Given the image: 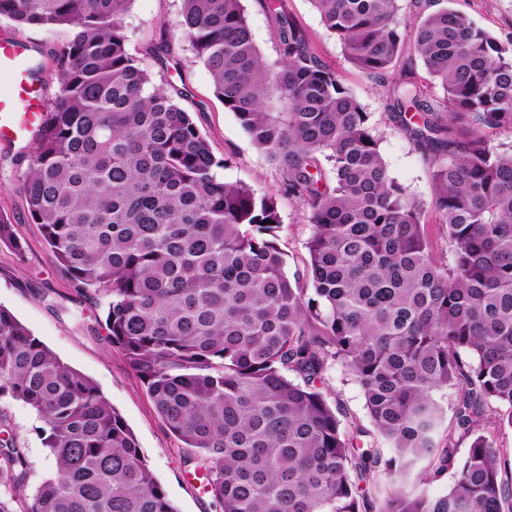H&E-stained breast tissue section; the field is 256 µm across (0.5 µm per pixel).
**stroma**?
Masks as SVG:
<instances>
[{"label":"stroma","instance_id":"1","mask_svg":"<svg viewBox=\"0 0 512 512\" xmlns=\"http://www.w3.org/2000/svg\"><path fill=\"white\" fill-rule=\"evenodd\" d=\"M254 39L267 59L277 56V21L264 0H242ZM453 9L501 41L512 40V0H452ZM283 10L305 32L311 50L333 68L356 96L381 136V152L390 177L409 196L424 203L422 222L435 256L450 262L451 253L439 213L431 206L432 184L427 159L385 116V91L349 63L338 40L324 26L310 0H282ZM181 0H133L123 18L126 48L141 60L156 84L168 87L175 101L189 112L207 138L216 157L226 159L220 176L257 192H277L281 172L252 144L233 113L216 98L211 75L186 42L176 21ZM0 32L34 41L40 51L42 83L53 97L59 49L70 39L62 26H16L0 19ZM29 147L0 145V213L6 214L26 248L24 258L0 245V305L7 307L32 333L65 363L92 379L132 430L138 446L176 512H218L203 483L183 459L186 451L168 431L142 383L114 350L85 291L74 288L46 245L39 225L31 223L21 188ZM281 226L278 245L286 255L285 271H303L310 226L305 208L279 198ZM325 389L331 402L345 409L348 419L371 427L359 385L344 368L330 369ZM15 443L24 448L31 464L29 487L49 477L53 462L36 433L39 421L24 403L0 400Z\"/></svg>","mask_w":512,"mask_h":512}]
</instances>
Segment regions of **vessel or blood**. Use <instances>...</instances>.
Masks as SVG:
<instances>
[{
    "label": "vessel or blood",
    "mask_w": 512,
    "mask_h": 512,
    "mask_svg": "<svg viewBox=\"0 0 512 512\" xmlns=\"http://www.w3.org/2000/svg\"><path fill=\"white\" fill-rule=\"evenodd\" d=\"M40 67L32 42L0 36V74L7 79L0 91L1 143L23 145L36 137L43 119Z\"/></svg>",
    "instance_id": "obj_1"
}]
</instances>
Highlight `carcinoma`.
<instances>
[{
  "instance_id": "1",
  "label": "carcinoma",
  "mask_w": 512,
  "mask_h": 512,
  "mask_svg": "<svg viewBox=\"0 0 512 512\" xmlns=\"http://www.w3.org/2000/svg\"><path fill=\"white\" fill-rule=\"evenodd\" d=\"M131 2L0 0V18L73 32L22 186L206 492L221 512H512V452L494 439L512 428V151L487 136L512 132V40L447 0H426L432 11L409 23L398 0H312L348 60L386 89L388 119L431 151L444 264L423 205L388 176L371 113L296 22L269 4V63L242 0H182L176 25L215 96L279 167L280 194L307 209L303 288L277 243V195L221 180L224 160L190 113L128 53ZM417 60L442 97L413 79ZM0 243L24 255L2 214ZM336 364L393 454L343 426L324 392ZM441 387L455 390L446 436ZM2 398L34 411L55 473L24 494L28 457L0 444V512H176L97 384L0 305ZM423 460V483L454 473L448 493L404 490ZM382 474L396 488L380 503Z\"/></svg>"
}]
</instances>
